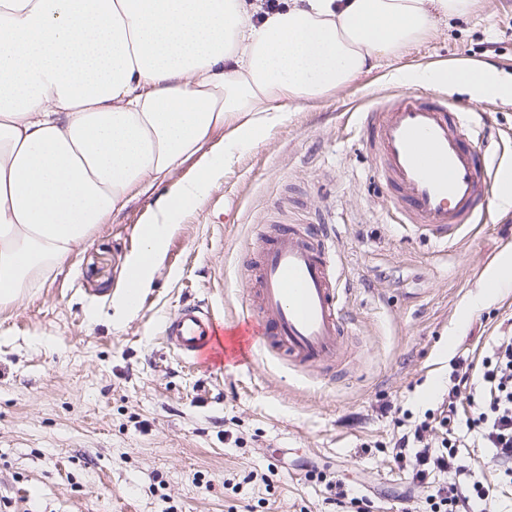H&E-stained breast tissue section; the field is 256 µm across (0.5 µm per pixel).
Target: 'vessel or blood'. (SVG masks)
<instances>
[{"label": "vessel or blood", "instance_id": "obj_1", "mask_svg": "<svg viewBox=\"0 0 512 512\" xmlns=\"http://www.w3.org/2000/svg\"><path fill=\"white\" fill-rule=\"evenodd\" d=\"M364 125L401 223L436 243H453L489 195L482 150L462 113L446 100L402 92L366 113ZM247 268V300L236 320L224 322L195 303L169 318L165 338L179 357L197 364L234 350L243 361L258 349L305 373L342 358V276L325 236L289 225L263 240Z\"/></svg>", "mask_w": 512, "mask_h": 512}]
</instances>
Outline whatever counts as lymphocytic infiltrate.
I'll return each mask as SVG.
<instances>
[{"label": "lymphocytic infiltrate", "mask_w": 512, "mask_h": 512, "mask_svg": "<svg viewBox=\"0 0 512 512\" xmlns=\"http://www.w3.org/2000/svg\"><path fill=\"white\" fill-rule=\"evenodd\" d=\"M475 385L480 388V405L467 418L466 426L476 429L483 447L491 449L503 480L512 484V336H500L478 373L467 369L454 372L448 387V410L440 414L438 423L423 420L394 445L397 460L412 459L411 478L427 488L429 512H486L488 504L498 497L495 485L471 479L470 466L458 454L455 442L444 438L432 443L427 438L433 427L450 425L458 403ZM445 470L459 474V481L431 485V474Z\"/></svg>", "instance_id": "lymphocytic-infiltrate-1"}]
</instances>
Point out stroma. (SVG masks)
I'll return each instance as SVG.
<instances>
[{"label": "stroma", "instance_id": "35a3bbf8", "mask_svg": "<svg viewBox=\"0 0 512 512\" xmlns=\"http://www.w3.org/2000/svg\"><path fill=\"white\" fill-rule=\"evenodd\" d=\"M476 60L512 78V0H478L349 88L286 113L237 152L188 206L127 311L121 291L138 229L163 185L144 186L79 254L0 309V503L8 512H333L335 479L371 512H423L393 442L436 413L456 360L478 362L512 334V290L469 297L512 251V210L495 201L448 248L399 224L373 170L361 116L418 92L403 69ZM471 122L490 179L512 166V101L433 87ZM329 224L347 281L346 366L304 378L266 352L190 365L166 320L204 303L242 311V258L258 232Z\"/></svg>", "mask_w": 512, "mask_h": 512}]
</instances>
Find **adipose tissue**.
Segmentation results:
<instances>
[{
	"label": "adipose tissue",
	"instance_id": "1",
	"mask_svg": "<svg viewBox=\"0 0 512 512\" xmlns=\"http://www.w3.org/2000/svg\"><path fill=\"white\" fill-rule=\"evenodd\" d=\"M475 0H0V307L88 244L135 190L169 181L139 227L145 288L184 209L285 113L347 88ZM512 99L487 64L409 71ZM223 149L173 175L216 130Z\"/></svg>",
	"mask_w": 512,
	"mask_h": 512
}]
</instances>
